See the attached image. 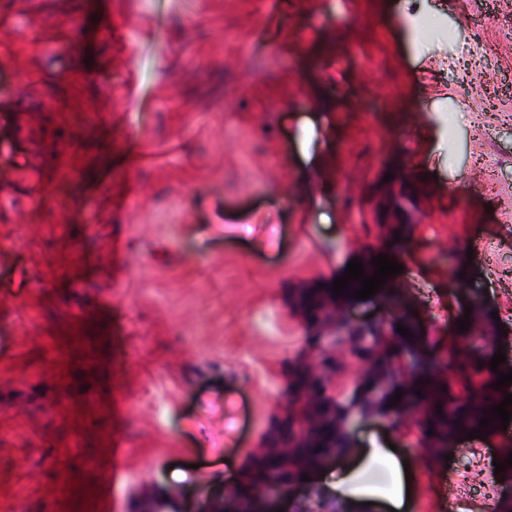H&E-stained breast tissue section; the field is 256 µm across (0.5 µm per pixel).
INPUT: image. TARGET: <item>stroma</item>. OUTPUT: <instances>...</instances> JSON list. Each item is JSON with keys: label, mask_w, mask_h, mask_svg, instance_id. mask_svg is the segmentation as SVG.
I'll return each instance as SVG.
<instances>
[{"label": "stroma", "mask_w": 512, "mask_h": 512, "mask_svg": "<svg viewBox=\"0 0 512 512\" xmlns=\"http://www.w3.org/2000/svg\"><path fill=\"white\" fill-rule=\"evenodd\" d=\"M2 140L27 166L0 169V512H131L144 483L242 471L302 342L290 294L354 258L403 256L429 408L484 401L444 355L461 318L512 370V0H20ZM98 323L90 368L73 337ZM389 443L409 512L512 493V435L410 446L373 418L346 457Z\"/></svg>", "instance_id": "stroma-1"}]
</instances>
